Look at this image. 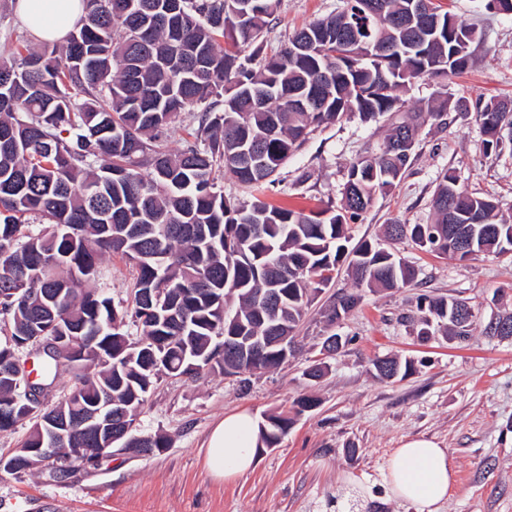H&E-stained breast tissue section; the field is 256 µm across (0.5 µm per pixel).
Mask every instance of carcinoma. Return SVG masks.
<instances>
[{"instance_id": "1", "label": "carcinoma", "mask_w": 512, "mask_h": 512, "mask_svg": "<svg viewBox=\"0 0 512 512\" xmlns=\"http://www.w3.org/2000/svg\"><path fill=\"white\" fill-rule=\"evenodd\" d=\"M82 16L61 44H27L0 58V431L28 421L16 364L35 352L37 336H72L73 346L35 359L38 375L74 384L44 417L73 424L66 439L31 427L11 455L41 462L35 448H66L69 464L97 459L95 435L76 424L112 385V427L130 426L134 448L169 447L163 434L134 423L160 375L194 377L203 370L233 376L275 369L293 356L289 343L312 296L341 266L355 287L393 290L414 281L415 268L377 242L349 246L350 223L374 196L401 180L425 121L438 122L446 104L406 112L379 153L354 162L342 204L318 212L278 207L259 198L224 197L215 168L228 167L246 187L273 176L311 129L356 112L367 121L398 111V92L425 74L452 77L472 54L454 56L458 36L476 30L429 0L430 13L410 0H350L345 13L295 31L280 52L259 62L237 48L258 43L280 0H81ZM382 13L379 23L357 13ZM230 40L236 51L222 47ZM212 96L222 107L198 116L194 142L170 153L158 134L183 112ZM487 155L512 145V101H489L477 112ZM434 221L387 225L392 240L458 258L512 256V223L497 203L439 175L431 201ZM41 228L29 229L32 218ZM469 249L459 252L458 241ZM119 254L136 269L132 304L140 338L123 331L125 312L96 287L101 263ZM344 294L326 310L335 324L357 306ZM468 308L457 298L420 299L416 336L471 337L473 322L451 317ZM487 336L512 337V313L490 320ZM239 346L257 336L269 347L253 365L236 363L219 337ZM288 338L285 345L278 344ZM375 376L392 380L416 370L413 358H383ZM316 406L301 397L293 413L271 414L260 442L274 448L296 417Z\"/></svg>"}]
</instances>
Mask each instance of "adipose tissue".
Listing matches in <instances>:
<instances>
[{"instance_id": "adipose-tissue-1", "label": "adipose tissue", "mask_w": 512, "mask_h": 512, "mask_svg": "<svg viewBox=\"0 0 512 512\" xmlns=\"http://www.w3.org/2000/svg\"><path fill=\"white\" fill-rule=\"evenodd\" d=\"M16 11L42 41L65 38L81 17L79 0H17ZM258 446V424L246 411L225 415L211 431L205 466L211 477L230 481L249 471ZM455 469L446 449L415 437L396 449L387 463L386 481L394 498L416 512H440L454 483Z\"/></svg>"}]
</instances>
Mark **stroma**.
I'll return each instance as SVG.
<instances>
[{
	"label": "stroma",
	"instance_id": "obj_1",
	"mask_svg": "<svg viewBox=\"0 0 512 512\" xmlns=\"http://www.w3.org/2000/svg\"><path fill=\"white\" fill-rule=\"evenodd\" d=\"M444 9L474 25L481 37L467 72L445 80L413 79L400 98L405 109L424 110L460 102L445 124L422 126L414 161L402 180L352 224L353 240H383L397 220L427 224L437 178L451 170L459 185L498 202L500 218L512 222V152L484 155L479 104L512 99V14L486 10L483 0H441ZM346 0H281L261 44L279 51L310 21L343 10ZM389 117L364 122L358 114L315 129L261 191L241 186L221 169L216 183L237 202L261 198L276 205L321 210L341 203L350 164L377 151ZM418 270L413 285L363 292L358 306L337 326L349 344L326 359L316 381L304 372L321 359L327 328L323 311L351 290L346 274L311 302L293 357L280 367L247 375L202 372L192 378H162L148 395L136 427L165 433L162 452L116 454L68 473L48 465L24 473L0 470V512H336V497L356 489L362 512H414L391 497L386 463L403 441L423 436L446 448L455 464L451 493L441 512H512V338L483 332L491 317L512 313V262L492 256L459 261L425 252L410 239L393 246ZM100 287L113 303L130 305L134 270L115 256L102 263ZM460 298L475 312L469 341L443 336L419 341L412 322L420 295ZM415 358L404 379L375 377L377 359ZM302 395L317 397L277 447H258L251 470L231 482L214 480L204 466L205 444L224 415L242 409L263 417L289 408Z\"/></svg>",
	"mask_w": 512,
	"mask_h": 512
}]
</instances>
